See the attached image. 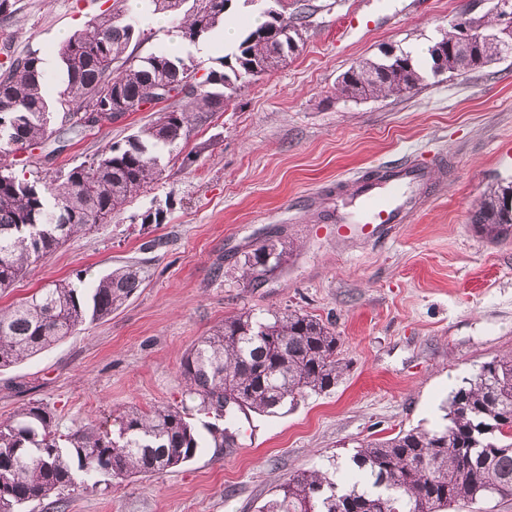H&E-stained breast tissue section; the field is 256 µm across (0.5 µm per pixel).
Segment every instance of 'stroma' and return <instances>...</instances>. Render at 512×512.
Masks as SVG:
<instances>
[{"label":"stroma","instance_id":"1","mask_svg":"<svg viewBox=\"0 0 512 512\" xmlns=\"http://www.w3.org/2000/svg\"><path fill=\"white\" fill-rule=\"evenodd\" d=\"M472 0H310L315 12L292 56L242 87L207 121L192 125L163 153L162 173L111 223L71 239L31 264L0 307L61 280L100 275L129 263L142 285L111 316L86 322L64 341L0 370V422L39 403L61 431H110L136 407L190 405L179 367L185 353L225 318L292 309L334 327L348 372L329 392L273 415L238 423L237 449L214 447L197 412L202 440L185 465L145 478L108 479L94 493L64 492L57 512H260L290 474L329 470L358 443L444 422L452 389L486 361L512 351V238L493 242L470 222L476 202L512 181V56L462 76L429 78L401 96L359 102L336 94L339 76L387 50H425ZM115 0H18L0 19V65L59 45ZM141 35L143 57L165 49L199 75L219 68L226 45L208 54L182 38L173 18L155 27L147 0H124ZM368 8L375 24L353 37L336 24ZM179 99L133 112L79 135L50 137L8 156L28 179L49 177L124 144ZM400 164L433 170L426 201L409 223L374 238L343 229L336 212L355 180ZM163 208L165 219L142 214ZM289 248L282 269L259 288L242 275L263 241Z\"/></svg>","mask_w":512,"mask_h":512}]
</instances>
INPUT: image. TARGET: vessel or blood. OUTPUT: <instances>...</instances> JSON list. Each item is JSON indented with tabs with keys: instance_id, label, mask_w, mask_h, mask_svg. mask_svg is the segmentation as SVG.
Returning <instances> with one entry per match:
<instances>
[{
	"instance_id": "b4317fda",
	"label": "vessel or blood",
	"mask_w": 512,
	"mask_h": 512,
	"mask_svg": "<svg viewBox=\"0 0 512 512\" xmlns=\"http://www.w3.org/2000/svg\"><path fill=\"white\" fill-rule=\"evenodd\" d=\"M432 172L425 167L400 166L377 182L361 183L357 203L347 212L337 214L340 224L371 225L376 236H385L392 225L407 223L418 203L413 187H430Z\"/></svg>"
}]
</instances>
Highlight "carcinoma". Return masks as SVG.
I'll return each mask as SVG.
<instances>
[{
    "label": "carcinoma",
    "instance_id": "1",
    "mask_svg": "<svg viewBox=\"0 0 512 512\" xmlns=\"http://www.w3.org/2000/svg\"><path fill=\"white\" fill-rule=\"evenodd\" d=\"M189 8H184L187 2ZM229 0H151L153 11L179 21L184 39L194 42L224 19ZM259 7L264 21L250 29L236 51L224 56V70L197 81L196 66L160 50L145 57L127 52L138 22L119 7L103 12L58 47L61 85L55 102L46 87L50 75L35 51L9 61L0 72V155L45 142L50 116L62 113L65 132L76 131L73 118L92 106L130 112L147 90L161 84L190 85L181 108L161 113L131 135L125 145L111 144L89 163L40 183L0 166V293L11 288L27 267L49 258L74 236L112 221L129 199L150 188L161 173L160 152L186 138L227 102L256 72L283 63L303 40L312 15L306 0H294L282 21L272 15L280 0H244ZM485 29L498 26L490 8L469 15ZM460 32L453 25L428 48L430 72L445 67L451 75L478 71L495 60L483 43L456 49ZM425 71L408 52L387 51L377 60L350 66L336 90L350 100L399 96L417 89ZM213 90L200 92L197 86ZM512 181L490 188L477 204L472 223L486 236L512 235V207L505 202ZM286 247L264 242L244 256V275L282 267ZM136 264L117 268L89 288L60 281L31 297L0 309V369L33 357L71 336L86 321L108 317L141 286ZM348 362L340 338L316 316L296 310L274 311L259 319L250 312L224 319L184 355L180 376L215 447L237 443L238 414H274L285 404L335 387ZM243 395L244 404L224 407V390ZM438 429L411 428L395 436L362 443L349 462H336L333 477L319 470L298 471L277 487L261 512H448L489 498L512 499V354L483 363L448 396ZM200 438L185 407L137 408L118 416L110 435L94 427L63 433L53 415L29 404L0 422V512L48 501L82 476L85 488L98 477L151 476L192 460Z\"/></svg>",
    "mask_w": 512,
    "mask_h": 512
}]
</instances>
